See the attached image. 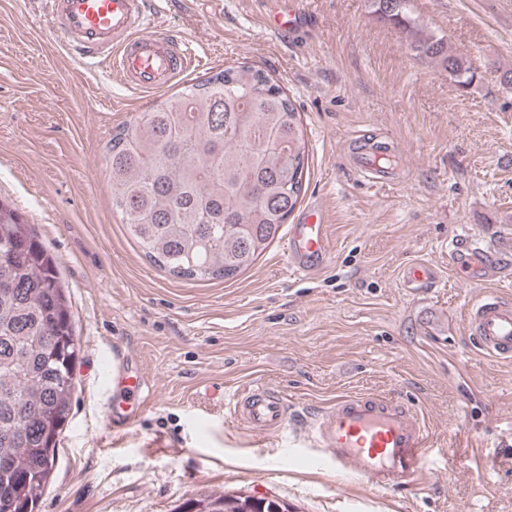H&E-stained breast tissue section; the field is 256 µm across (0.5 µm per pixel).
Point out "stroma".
Listing matches in <instances>:
<instances>
[{"label": "stroma", "mask_w": 512, "mask_h": 512, "mask_svg": "<svg viewBox=\"0 0 512 512\" xmlns=\"http://www.w3.org/2000/svg\"><path fill=\"white\" fill-rule=\"evenodd\" d=\"M470 59L460 87L416 57L371 0H306L297 27L269 29V0H154L152 30L205 59L196 82L264 70L303 121L309 171L290 216L326 210L330 262L302 277L279 236L236 278H174L112 206L103 148L171 96H142L72 58L40 6L0 0V199L57 262L81 347L71 411L39 512H176L200 494L275 496L290 512H512V361L481 354L466 308L512 279L470 283L449 258L469 237L512 246V0H411ZM380 137L399 183L357 172L352 140ZM424 261L436 283L399 280ZM142 369L153 396L119 434L112 366ZM282 392L292 417L347 395L415 409L428 425L422 483L376 490L292 456V430L260 435L231 414L249 384Z\"/></svg>", "instance_id": "obj_1"}]
</instances>
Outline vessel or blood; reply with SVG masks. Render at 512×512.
Wrapping results in <instances>:
<instances>
[{"mask_svg":"<svg viewBox=\"0 0 512 512\" xmlns=\"http://www.w3.org/2000/svg\"><path fill=\"white\" fill-rule=\"evenodd\" d=\"M272 32L284 35L297 24L303 0H277ZM49 26L59 30L67 50L84 62L115 71L131 89L149 93L183 80L198 64L185 41L172 33L149 30L148 0H43ZM377 149L366 143L356 160L360 173L374 182H391L389 169L377 165ZM288 265L309 276L322 270L330 257L328 226L320 208L308 209L301 223L292 225L286 245ZM453 266L468 281L494 277L503 260L481 244L455 243L450 247ZM436 281L433 268L412 262L402 270V283L420 292ZM467 328L478 349L497 360H512V304L494 295L479 299L468 310ZM112 380L124 389L133 410L112 409L113 425L130 421L133 411L145 410L151 395L143 381L113 369ZM288 402L277 390L252 386L238 393L234 417L248 430L268 434L281 430ZM322 462L348 470L369 486L389 489L418 483L428 450L425 423L412 411L393 402L364 396H342L312 413L298 426Z\"/></svg>","mask_w":512,"mask_h":512,"instance_id":"b4317fda","label":"vessel or blood"}]
</instances>
